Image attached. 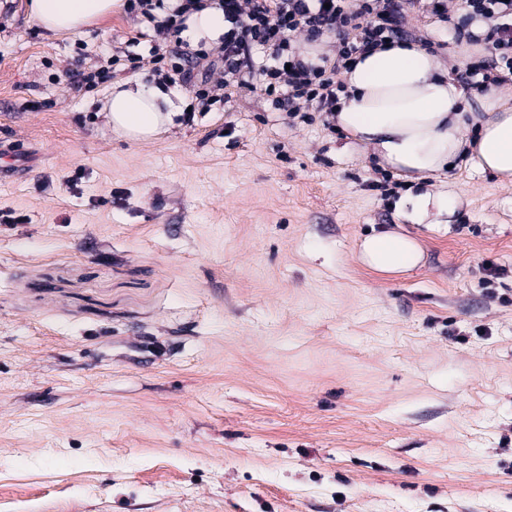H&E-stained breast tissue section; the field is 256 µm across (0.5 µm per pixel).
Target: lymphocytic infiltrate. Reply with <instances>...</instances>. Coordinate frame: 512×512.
<instances>
[{
    "label": "lymphocytic infiltrate",
    "mask_w": 512,
    "mask_h": 512,
    "mask_svg": "<svg viewBox=\"0 0 512 512\" xmlns=\"http://www.w3.org/2000/svg\"><path fill=\"white\" fill-rule=\"evenodd\" d=\"M224 13L216 51L190 48L181 38L190 15L210 7ZM468 15L484 18L488 55L466 82L484 90L512 81V0H463ZM127 14L146 22L159 41L153 71L172 85L188 87L200 109L230 99L253 72L275 109L298 118L304 108L333 121L342 75L357 53L407 37L406 0H124ZM328 43L320 63L291 50L292 37Z\"/></svg>",
    "instance_id": "obj_1"
}]
</instances>
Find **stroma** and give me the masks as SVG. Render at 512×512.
I'll use <instances>...</instances> for the list:
<instances>
[{
    "label": "stroma",
    "mask_w": 512,
    "mask_h": 512,
    "mask_svg": "<svg viewBox=\"0 0 512 512\" xmlns=\"http://www.w3.org/2000/svg\"><path fill=\"white\" fill-rule=\"evenodd\" d=\"M463 14L408 27L456 81ZM151 31L0 0V512H512V183L412 184L261 91L116 134L72 74ZM454 191L409 223V188ZM407 232L411 274L358 241ZM399 207L405 212L412 224H445L428 222L432 211L437 216L447 214L451 216L454 212L456 200L451 194L447 196H436L425 191L418 194L402 196L398 202ZM358 258L375 272L398 275L419 264L422 250L418 241L409 234L382 232L363 239Z\"/></svg>",
    "instance_id": "1"
}]
</instances>
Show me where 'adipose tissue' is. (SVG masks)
Wrapping results in <instances>:
<instances>
[{"label": "adipose tissue", "instance_id": "adipose-tissue-1", "mask_svg": "<svg viewBox=\"0 0 512 512\" xmlns=\"http://www.w3.org/2000/svg\"><path fill=\"white\" fill-rule=\"evenodd\" d=\"M119 6V0H29L27 8L46 30L84 33ZM344 80L337 128L373 145L404 177L444 176L460 160L476 173L512 180V104L488 91L485 119L474 137H464L465 91L426 48L404 42L376 47L356 55ZM175 109L171 91L137 81L115 86L107 101L115 130L134 141L156 134ZM398 205L411 223L425 224L431 214H453L456 200L425 191L402 196ZM358 258L375 272L398 275L419 264L422 250L410 235L382 232L363 239Z\"/></svg>", "mask_w": 512, "mask_h": 512}]
</instances>
